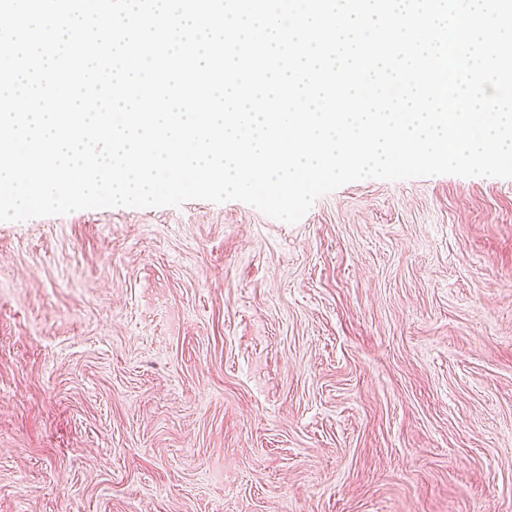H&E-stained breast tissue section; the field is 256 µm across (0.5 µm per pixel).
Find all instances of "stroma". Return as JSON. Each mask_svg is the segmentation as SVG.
<instances>
[{"label": "stroma", "mask_w": 512, "mask_h": 512, "mask_svg": "<svg viewBox=\"0 0 512 512\" xmlns=\"http://www.w3.org/2000/svg\"><path fill=\"white\" fill-rule=\"evenodd\" d=\"M0 512H512V179L0 222Z\"/></svg>", "instance_id": "stroma-1"}]
</instances>
